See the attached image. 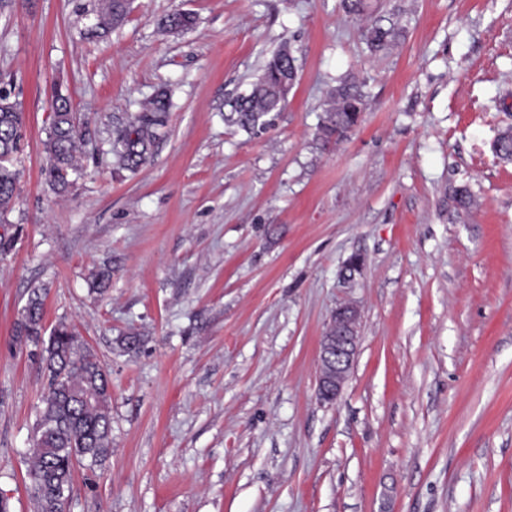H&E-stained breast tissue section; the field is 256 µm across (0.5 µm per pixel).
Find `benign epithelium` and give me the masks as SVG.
<instances>
[{"mask_svg":"<svg viewBox=\"0 0 512 512\" xmlns=\"http://www.w3.org/2000/svg\"><path fill=\"white\" fill-rule=\"evenodd\" d=\"M336 330L320 342L317 394L320 401H334L342 393L356 361L360 341V314L356 307H336Z\"/></svg>","mask_w":512,"mask_h":512,"instance_id":"obj_1","label":"benign epithelium"}]
</instances>
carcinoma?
Masks as SVG:
<instances>
[{
    "label": "carcinoma",
    "instance_id": "carcinoma-1",
    "mask_svg": "<svg viewBox=\"0 0 512 512\" xmlns=\"http://www.w3.org/2000/svg\"><path fill=\"white\" fill-rule=\"evenodd\" d=\"M129 0H105L96 14L91 34L119 28L128 13ZM189 12L174 11L161 19L171 32L193 27ZM366 41L373 52L395 43L399 31L375 22L365 27ZM297 72L294 57L275 53L249 93L238 96L224 121L257 136L273 124L285 98L281 86ZM172 106L167 91L157 92L141 111L131 114L128 123L115 131L112 155L117 169L136 173L152 156L157 130L164 127ZM366 107L363 85L350 77L339 82L329 96L316 140L323 149L337 143L358 125ZM49 128L44 141V172L57 193L68 191L79 169V154L86 133L80 127L69 97L54 90ZM26 123L24 112L11 93L0 89V221L15 197ZM498 157L512 160V128L501 131L494 143ZM45 288L31 291L16 323L14 342L29 349L48 378L42 407L34 427L36 450L30 454L27 475L35 512H67L77 467L104 461L112 453V393L105 367L96 353L68 324L51 330L44 324Z\"/></svg>",
    "mask_w": 512,
    "mask_h": 512
}]
</instances>
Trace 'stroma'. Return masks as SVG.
Here are the masks:
<instances>
[{"label": "stroma", "instance_id": "35a3bbf8", "mask_svg": "<svg viewBox=\"0 0 512 512\" xmlns=\"http://www.w3.org/2000/svg\"><path fill=\"white\" fill-rule=\"evenodd\" d=\"M0 0V86L22 107V176L0 233V495L34 512L26 460L47 377L13 340L31 289L112 381V453L75 473L71 512H512V0ZM181 9L196 26L163 32ZM400 29L371 52L366 22ZM288 46L273 125L225 123ZM367 108L316 146L329 91ZM87 130L68 193L42 169L52 88ZM174 108L137 174L110 132L159 89ZM475 204L458 213L452 194ZM363 266L347 276L345 265ZM112 270L104 293L92 275ZM360 309L340 398L319 345ZM143 336L126 353L121 336ZM129 0H105L104 6L96 14V22L88 29L91 34H98L112 28H119L128 13Z\"/></svg>", "mask_w": 512, "mask_h": 512}]
</instances>
